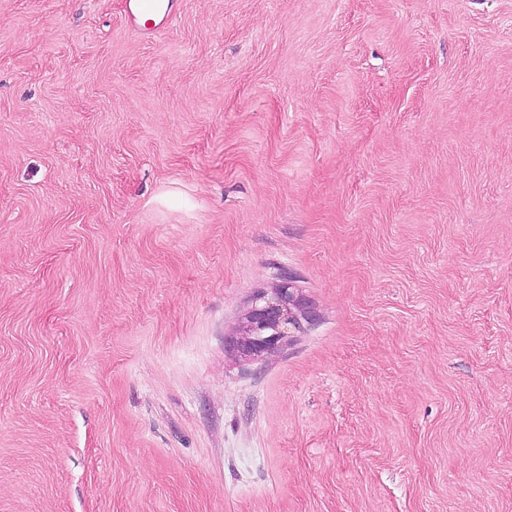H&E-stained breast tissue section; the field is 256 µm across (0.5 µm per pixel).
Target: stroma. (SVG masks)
Masks as SVG:
<instances>
[{
  "mask_svg": "<svg viewBox=\"0 0 512 512\" xmlns=\"http://www.w3.org/2000/svg\"><path fill=\"white\" fill-rule=\"evenodd\" d=\"M126 12L0 0V512H512V0ZM172 1L129 0L128 13L131 23L135 28H140L155 36L171 22L175 14ZM149 22L152 23L150 27L146 25ZM256 298L262 304H255L248 312L243 334L236 341L237 349L245 356L274 352L293 329L300 328L301 319H309L289 283L275 288L270 295L262 293Z\"/></svg>",
  "mask_w": 512,
  "mask_h": 512,
  "instance_id": "35a3bbf8",
  "label": "stroma"
}]
</instances>
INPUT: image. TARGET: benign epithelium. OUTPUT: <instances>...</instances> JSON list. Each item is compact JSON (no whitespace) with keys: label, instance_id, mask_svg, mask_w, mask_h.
<instances>
[{"label":"benign epithelium","instance_id":"obj_1","mask_svg":"<svg viewBox=\"0 0 512 512\" xmlns=\"http://www.w3.org/2000/svg\"><path fill=\"white\" fill-rule=\"evenodd\" d=\"M257 300L260 304L248 312L243 334L236 341V347L246 356L277 350L292 331L300 328L301 320L308 319L294 288L288 283L269 295H258Z\"/></svg>","mask_w":512,"mask_h":512}]
</instances>
